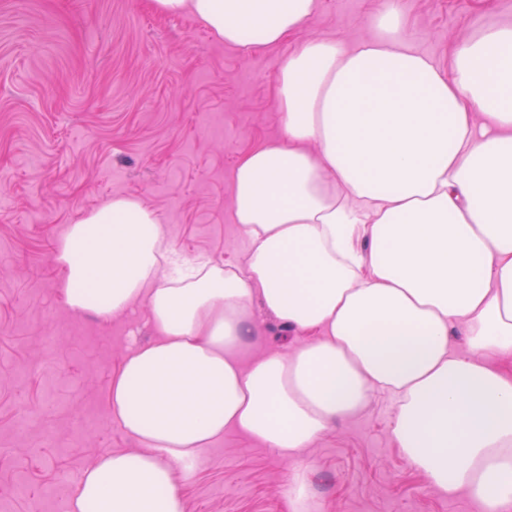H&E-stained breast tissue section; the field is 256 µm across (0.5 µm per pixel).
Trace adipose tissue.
I'll list each match as a JSON object with an SVG mask.
<instances>
[{
	"instance_id": "obj_1",
	"label": "adipose tissue",
	"mask_w": 512,
	"mask_h": 512,
	"mask_svg": "<svg viewBox=\"0 0 512 512\" xmlns=\"http://www.w3.org/2000/svg\"><path fill=\"white\" fill-rule=\"evenodd\" d=\"M151 6L248 48L301 31L320 0ZM380 25L382 40H307L284 61L280 132L232 175L240 258L177 265L159 216L129 196L59 239L67 307L107 319L140 301L158 333L108 392L139 451L101 456L67 512H185L177 485L225 430L293 460L377 390L430 487L512 512V371L498 364L512 357V27L443 67L396 9ZM261 311L299 341L246 363Z\"/></svg>"
}]
</instances>
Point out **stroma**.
<instances>
[{"label":"stroma","mask_w":512,"mask_h":512,"mask_svg":"<svg viewBox=\"0 0 512 512\" xmlns=\"http://www.w3.org/2000/svg\"><path fill=\"white\" fill-rule=\"evenodd\" d=\"M391 0H321L305 29L274 47L224 44L190 15L149 0H0V512H66L83 471L137 441L110 419L107 391L131 345L154 339L141 304L104 320L67 308L54 251L69 224L134 196L186 259L244 249L232 213L238 159L275 137L273 89L306 38L351 48L379 40ZM416 50L451 48L512 25V0H392ZM245 360L296 338L260 317ZM394 402L367 406L302 458L318 512H480L431 488L389 433ZM294 469L228 430L180 490L186 512H287Z\"/></svg>","instance_id":"obj_1"}]
</instances>
